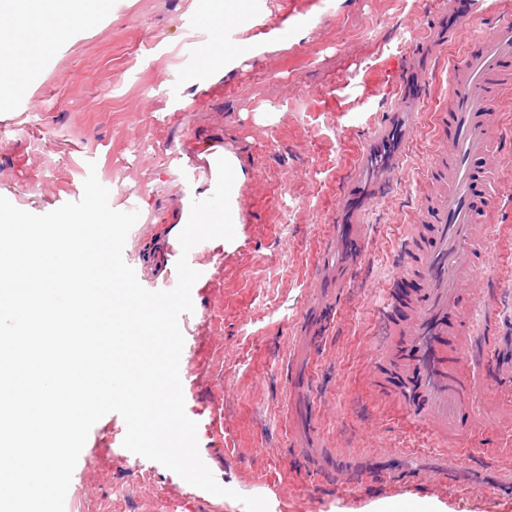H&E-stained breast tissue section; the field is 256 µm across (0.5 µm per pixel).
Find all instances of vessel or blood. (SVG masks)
I'll return each mask as SVG.
<instances>
[{
    "mask_svg": "<svg viewBox=\"0 0 512 512\" xmlns=\"http://www.w3.org/2000/svg\"><path fill=\"white\" fill-rule=\"evenodd\" d=\"M452 76L446 130L429 161L438 190L425 224L408 225L397 259L398 276L415 275L418 286L410 296L388 298L371 357L377 390L441 441L459 434L478 401L466 362L488 311L471 294L480 286V260L491 240L480 213L494 207L502 169L494 106L501 91L512 87V20H500ZM397 87L400 98L420 102L424 85L411 65L399 70ZM416 122V113L404 109L370 130L339 190L342 199L361 188L373 198L386 194ZM364 230L361 210H337L336 237L348 245L336 269L320 268L318 285L340 287L361 261Z\"/></svg>",
    "mask_w": 512,
    "mask_h": 512,
    "instance_id": "1",
    "label": "vessel or blood"
}]
</instances>
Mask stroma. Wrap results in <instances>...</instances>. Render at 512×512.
<instances>
[{"mask_svg": "<svg viewBox=\"0 0 512 512\" xmlns=\"http://www.w3.org/2000/svg\"><path fill=\"white\" fill-rule=\"evenodd\" d=\"M100 0L70 18L60 41H18L13 91L0 98V196L34 214L79 200L96 173L119 211H138L123 256L148 290L177 283L181 219L208 198L210 155L235 156L243 179L233 240L194 246L200 273L194 310L182 315L180 364L199 454L236 498L211 494L158 462L126 450L88 453L77 512H363L381 500L428 498L453 512H512V92L496 130L506 165L488 215L495 235L479 296L493 311L474 356L483 409L461 439L432 442L418 423L375 391L371 343L394 279L404 228L428 194L425 167L437 119L448 109L453 63L477 48L512 0H486L457 21L448 0ZM232 42L219 52L218 37ZM416 55L428 86L391 189L365 200L364 257L337 297H319L316 273L336 235L339 185L367 131L398 105L391 69ZM320 326L313 348L308 314ZM304 367L305 399L288 385ZM460 465L444 473L445 460ZM354 467L358 487L313 471ZM399 478H392V471Z\"/></svg>", "mask_w": 512, "mask_h": 512, "instance_id": "stroma-1", "label": "stroma"}]
</instances>
